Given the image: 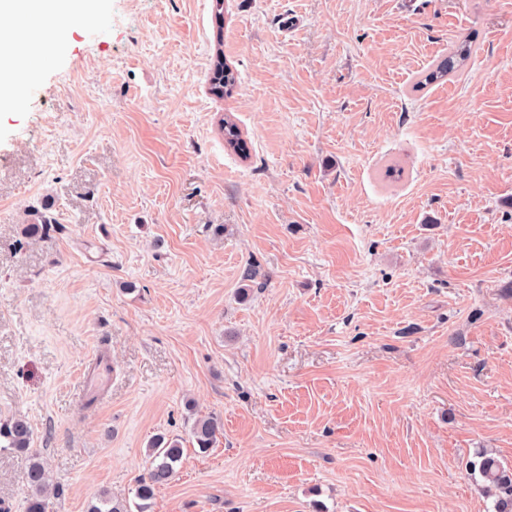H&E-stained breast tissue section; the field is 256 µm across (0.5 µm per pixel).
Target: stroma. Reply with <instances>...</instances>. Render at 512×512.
<instances>
[{
    "label": "stroma",
    "instance_id": "1",
    "mask_svg": "<svg viewBox=\"0 0 512 512\" xmlns=\"http://www.w3.org/2000/svg\"><path fill=\"white\" fill-rule=\"evenodd\" d=\"M0 27L40 61L0 106V418L31 422L49 512L135 503L158 435L184 455L148 512H493L467 464L512 465V0H226L220 29L212 0H106ZM464 37L463 73L413 91ZM198 414L223 422L205 452ZM26 467L0 452L7 512ZM238 85V73L224 61V51L216 48L211 65V76L209 80V94L217 100L231 96ZM220 132L224 137V146L227 150L235 153L241 159L249 157L247 136L238 122L229 115H225L220 125Z\"/></svg>",
    "mask_w": 512,
    "mask_h": 512
}]
</instances>
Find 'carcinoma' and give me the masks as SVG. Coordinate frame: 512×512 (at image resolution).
<instances>
[{"mask_svg": "<svg viewBox=\"0 0 512 512\" xmlns=\"http://www.w3.org/2000/svg\"><path fill=\"white\" fill-rule=\"evenodd\" d=\"M213 15L216 30V50L211 65L209 94L222 100L233 94L238 85V73L224 61L222 49V30L224 26V0H213ZM476 52V46L470 39H463L454 44L448 55L436 61L428 70L415 80L412 89L420 91L427 86L445 79L459 71ZM224 137V147L246 160L249 157L247 136L238 122L229 115L224 116L220 125ZM31 224L25 228L30 237L41 236L51 229L52 218L33 209ZM223 429V423L215 415L198 416L190 427V435L201 451L213 447L217 434ZM33 429L29 420L23 415H14L0 420V450H13L29 455L30 464L25 473V484L29 491L27 512H48V473L40 455L31 447ZM149 465L144 477L140 478L135 489V504L138 512H144V502L153 498L155 490L171 481L177 467L182 463L183 448L178 438L160 435L154 438L148 448ZM470 476L482 479L483 484L495 491L494 512H512V466L499 461L486 453L477 455L469 462ZM87 512H131L129 506L116 504L109 493L104 492L96 502L88 505Z\"/></svg>", "mask_w": 512, "mask_h": 512, "instance_id": "cac0c4a2", "label": "carcinoma"}]
</instances>
